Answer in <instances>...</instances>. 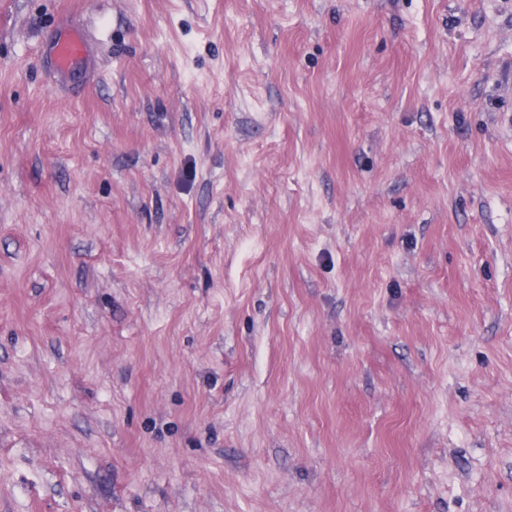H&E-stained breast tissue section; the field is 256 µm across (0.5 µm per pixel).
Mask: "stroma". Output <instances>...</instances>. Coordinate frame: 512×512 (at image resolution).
Returning <instances> with one entry per match:
<instances>
[{
    "label": "stroma",
    "instance_id": "1",
    "mask_svg": "<svg viewBox=\"0 0 512 512\" xmlns=\"http://www.w3.org/2000/svg\"><path fill=\"white\" fill-rule=\"evenodd\" d=\"M508 110L512 0H0V512H512ZM86 51L87 45L81 34L65 32L49 49L51 67L60 75L75 76L82 68Z\"/></svg>",
    "mask_w": 512,
    "mask_h": 512
}]
</instances>
